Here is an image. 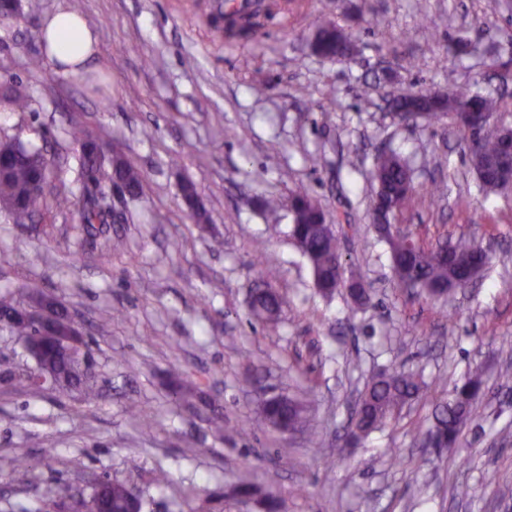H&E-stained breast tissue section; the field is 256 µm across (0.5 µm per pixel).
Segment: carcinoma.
<instances>
[{"mask_svg":"<svg viewBox=\"0 0 512 512\" xmlns=\"http://www.w3.org/2000/svg\"><path fill=\"white\" fill-rule=\"evenodd\" d=\"M260 26L259 14L250 10L249 5L238 10L229 25V32L246 35ZM316 51L330 59L352 53L355 41L351 34L338 28L331 20L319 24L315 40ZM475 103L483 112L491 114L502 111L501 101L471 91L467 86L458 87L442 97L424 96L414 100H397L393 108L398 111H411L426 114L433 121L448 120L458 129H463L457 121V112L464 104ZM512 133L507 125H489L471 143L469 162L472 169L490 168L497 162L500 143L506 133ZM70 140L80 149L95 140L92 134L81 125L73 123L68 130ZM23 144L16 140L0 141V159L14 160L7 176L0 179V209L5 211L15 224H25L34 212L45 205V197L28 196L32 182L39 176L49 179V162L38 149L29 148L24 155L18 154ZM82 178L94 185L95 192L77 200L65 188H52L50 195L54 207L59 211L78 208L84 231L93 235L112 221L114 206L112 191L123 186L129 198H136L141 190V171L123 158L112 159L102 155L95 159H80ZM410 177L407 160L394 151L376 157L371 171V180L377 191L373 210L390 209L400 211L412 196L406 187ZM268 215L277 218L281 209L292 214L293 224L289 236L309 261L319 289L332 293L337 287L338 269L341 263L340 241L336 228L322 220L325 210L302 189L290 191L284 199L270 197L264 201ZM392 254L394 271L400 286L412 288L439 286L452 280L463 281L467 274L451 261L445 259L435 244L411 241L389 236L386 238ZM284 299L276 292L258 290L249 302L250 313L265 325L275 328L280 322ZM42 372L52 381V387L63 393L77 392L87 400H93L98 393L91 366L83 363L80 356H59L51 366L43 367ZM0 380L9 384H23L33 393L42 390L43 385L34 380L31 373H17L5 364L0 367ZM422 386L419 373L411 370H396L392 373H379L370 380L361 396V403L352 419L350 434L360 439L381 428L409 400L413 399ZM482 387L479 371L475 370L465 382L454 390L453 399L435 415L436 427L448 434L451 442H456L463 427L471 420L473 403ZM256 413L271 427L286 430L300 427L307 433L309 442L317 446L319 436L309 425V406L299 397H288L282 402L258 401ZM102 493L111 505L112 512H143L144 500L141 490L132 481L120 478H106L99 482L94 493ZM236 494L243 499H261L268 512H277L280 500L274 491H264L250 481H242ZM28 512H64V504L58 502L53 493L38 500Z\"/></svg>","mask_w":512,"mask_h":512,"instance_id":"cac0c4a2","label":"carcinoma"}]
</instances>
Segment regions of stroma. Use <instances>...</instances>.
<instances>
[{
    "instance_id": "obj_1",
    "label": "stroma",
    "mask_w": 512,
    "mask_h": 512,
    "mask_svg": "<svg viewBox=\"0 0 512 512\" xmlns=\"http://www.w3.org/2000/svg\"><path fill=\"white\" fill-rule=\"evenodd\" d=\"M0 22V140L44 150L51 182L82 195L78 122L144 174L141 195L118 200L126 222L86 237L76 212L43 209L33 224L0 212V295L60 299L89 350L99 396L0 384V512L55 491L73 504L103 478L133 481L145 512H263L238 499L242 475L280 493L283 512H512V194L477 192L469 138L446 123L400 124L388 99L460 85L501 98L512 123V0H278L251 40L231 41L215 0H83L98 41L90 71L27 60L45 20L70 0H39ZM352 33L343 60L312 50L323 13ZM336 92L327 103V89ZM28 97L16 111L12 93ZM385 149L410 159L413 196L395 223L416 237L489 246L492 264L465 292L408 294L371 223L370 171ZM321 156L312 166L309 155ZM192 182L206 218L181 192ZM444 183L442 197L430 195ZM306 190L335 219L344 285L328 297L262 199ZM267 283L287 303L276 330L249 312ZM371 296L352 303L346 286ZM203 399L172 395L175 367ZM310 369L312 447L256 416L260 393L293 396ZM412 369L420 395L357 442L346 432L371 374ZM484 374L472 420L452 448H428L438 404L467 371ZM152 418L141 427L126 411ZM224 416L214 431L213 409ZM32 465L14 471L5 457ZM165 470L169 482L152 475Z\"/></svg>"
}]
</instances>
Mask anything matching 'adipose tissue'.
<instances>
[{"label":"adipose tissue","instance_id":"adipose-tissue-1","mask_svg":"<svg viewBox=\"0 0 512 512\" xmlns=\"http://www.w3.org/2000/svg\"><path fill=\"white\" fill-rule=\"evenodd\" d=\"M40 40L48 59L71 74L85 70L97 52V40L86 20L67 10L46 21Z\"/></svg>","mask_w":512,"mask_h":512}]
</instances>
